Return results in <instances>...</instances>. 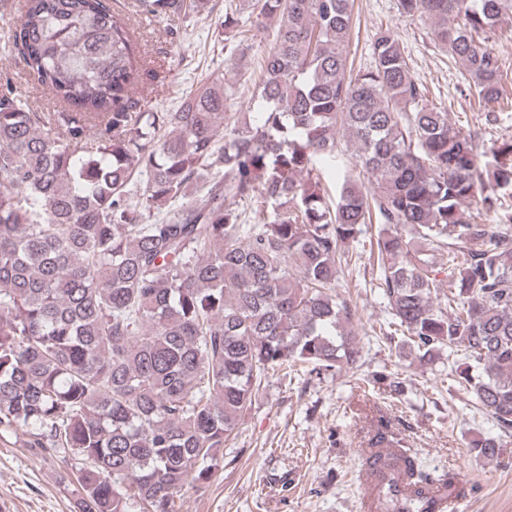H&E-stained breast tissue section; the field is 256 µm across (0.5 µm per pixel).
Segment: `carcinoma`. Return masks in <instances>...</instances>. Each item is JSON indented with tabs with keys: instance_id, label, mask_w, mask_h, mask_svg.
<instances>
[{
	"instance_id": "cac0c4a2",
	"label": "carcinoma",
	"mask_w": 512,
	"mask_h": 512,
	"mask_svg": "<svg viewBox=\"0 0 512 512\" xmlns=\"http://www.w3.org/2000/svg\"><path fill=\"white\" fill-rule=\"evenodd\" d=\"M153 18L201 16L208 0H134ZM277 19L248 121L224 75L173 112H149L128 23L107 0H24L11 34L25 75L51 91L36 112L0 81V435L74 461L78 512H173L209 482L270 373L358 367L352 309L336 294L341 245L380 225L371 255L394 324L421 359L465 351L458 383L512 432V143L493 160L428 103L398 37L379 30L370 69L346 75L354 0H242L224 12L226 66L241 10ZM463 67L478 107L504 101L500 50L512 0H398ZM367 180L320 178L340 139ZM473 201L472 222L461 206ZM153 219H145V213ZM447 237L452 244L442 241ZM448 300L433 306L438 266ZM418 512L452 485L419 468L382 424Z\"/></svg>"
}]
</instances>
